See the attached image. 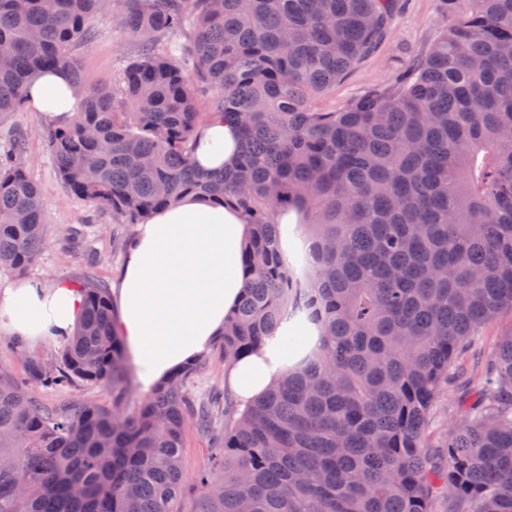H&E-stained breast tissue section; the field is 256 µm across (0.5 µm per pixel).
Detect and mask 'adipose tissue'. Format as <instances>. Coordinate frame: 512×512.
Wrapping results in <instances>:
<instances>
[{"label": "adipose tissue", "instance_id": "1", "mask_svg": "<svg viewBox=\"0 0 512 512\" xmlns=\"http://www.w3.org/2000/svg\"><path fill=\"white\" fill-rule=\"evenodd\" d=\"M28 103L52 125L67 126L76 97L65 70L35 74ZM239 130L219 121L201 126L193 160L204 171L231 167ZM250 226L233 208L193 196L137 225L112 291V329L132 356L140 386L156 384L207 351L241 302L243 243ZM80 286L66 280L0 284V329L31 340L68 336L84 310ZM308 323L283 322L266 347L229 365L228 398L240 408L274 386L316 337Z\"/></svg>", "mask_w": 512, "mask_h": 512}]
</instances>
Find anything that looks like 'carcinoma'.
<instances>
[{
    "label": "carcinoma",
    "instance_id": "1",
    "mask_svg": "<svg viewBox=\"0 0 512 512\" xmlns=\"http://www.w3.org/2000/svg\"><path fill=\"white\" fill-rule=\"evenodd\" d=\"M397 0H0V116L37 71L67 70L94 20L142 39L123 74L132 111L82 88L49 133L80 199L140 224L185 195L239 208L252 224L244 294L224 327L231 363L284 320L322 335L246 412L196 401L187 367L132 407L104 283L83 284L81 324L43 386H106L112 407H49L0 371V512H175L187 423L224 417V444L196 477L197 512H430L440 486L460 512H512V332L459 399L443 470L425 426L440 384L484 327L512 312V0H440L449 19L405 73L336 111L312 97L385 39ZM199 19L180 42L189 13ZM207 120L241 131L230 170H197L194 78ZM26 138L0 153V269L23 273L45 215ZM299 213L303 247L281 248L275 215Z\"/></svg>",
    "mask_w": 512,
    "mask_h": 512
}]
</instances>
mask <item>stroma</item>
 <instances>
[{
  "instance_id": "obj_1",
  "label": "stroma",
  "mask_w": 512,
  "mask_h": 512,
  "mask_svg": "<svg viewBox=\"0 0 512 512\" xmlns=\"http://www.w3.org/2000/svg\"><path fill=\"white\" fill-rule=\"evenodd\" d=\"M445 26L439 0H403L393 14L389 30L380 47L359 63L343 79L313 99L315 108L338 111L369 88L383 85L400 74L416 53L426 51L437 40ZM98 36L81 51V76L90 87L114 94L118 111H125L120 77L129 62L138 56L139 43L113 21L98 25ZM47 121L28 105L0 116V149H7L12 132L26 135V167L30 179L38 186L46 214V243L27 277L65 279L83 284L94 279L113 285L123 266L126 240L133 225L113 230L111 213L96 209L79 199L63 182L44 137ZM223 345L214 342L201 357V366L188 384L197 398L224 387ZM464 389L463 382L443 385L431 415L427 434L432 466L445 464L448 428L456 416V401ZM33 396L48 406L64 408L77 402L111 406L112 391L106 387L75 388L31 386ZM212 438L187 426L183 436V466L188 480L178 497L177 512H196L198 495L191 486L201 470L211 464Z\"/></svg>"
}]
</instances>
